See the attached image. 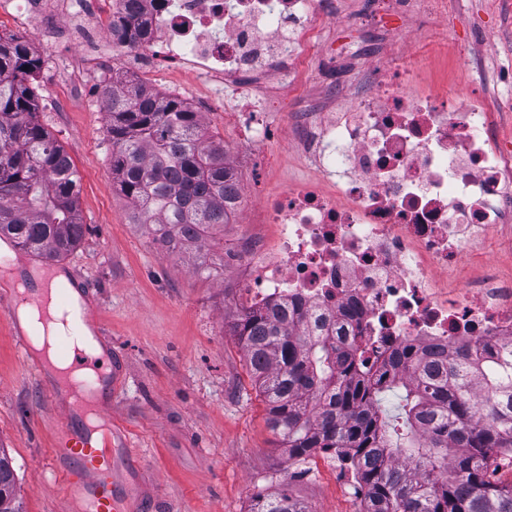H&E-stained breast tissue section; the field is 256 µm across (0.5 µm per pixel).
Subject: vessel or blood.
<instances>
[{
	"label": "vessel or blood",
	"mask_w": 512,
	"mask_h": 512,
	"mask_svg": "<svg viewBox=\"0 0 512 512\" xmlns=\"http://www.w3.org/2000/svg\"><path fill=\"white\" fill-rule=\"evenodd\" d=\"M35 267L27 256L19 262H0V280L5 283L0 290V312L6 313L10 336L61 415L53 461L67 477L63 512H142L151 487L131 467L112 462L117 427L112 422L111 397L87 408L66 389L69 378L77 373L85 374L89 387L96 391L116 383L115 373L103 371L98 357L75 343L76 337L90 335L102 352L111 353L100 306L89 298L74 299L67 289L54 287L48 280L22 293L8 287V280L31 274Z\"/></svg>",
	"instance_id": "obj_1"
}]
</instances>
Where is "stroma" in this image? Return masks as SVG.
I'll return each mask as SVG.
<instances>
[{
    "label": "stroma",
    "instance_id": "stroma-1",
    "mask_svg": "<svg viewBox=\"0 0 512 512\" xmlns=\"http://www.w3.org/2000/svg\"><path fill=\"white\" fill-rule=\"evenodd\" d=\"M334 17L315 19V47L305 83L279 93L269 120L292 122L298 112H327L325 87L335 75L344 101L353 100L375 63L419 71L424 86L465 84L499 111V133L512 141V0H402L385 26L368 25L376 0H332ZM0 33L26 37L42 66L37 74L38 122L73 159L78 206L87 231L67 257L66 271L89 284L100 304L122 382L112 417L127 445L117 462L136 460L153 485L143 512H249L256 494L280 488L310 512H359L352 487L314 460L294 462L266 426L267 406L246 354L230 325L249 303L234 266L203 272L191 260L167 256L148 231L131 220L132 206L112 177L105 85L131 74L132 57L114 54L111 66L88 60L83 47L49 38L0 0ZM162 94L178 91L199 105L208 133L228 156L245 158L244 202L256 209L265 196L298 179L318 178L293 141L249 142L235 119L241 96L200 73L155 69L137 75ZM512 278V229L496 230L483 253L468 257L463 273L487 266ZM57 411L47 407L0 316V448L13 459L26 512H62L65 480L51 448Z\"/></svg>",
    "mask_w": 512,
    "mask_h": 512
}]
</instances>
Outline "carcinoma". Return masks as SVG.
I'll return each mask as SVG.
<instances>
[{
    "instance_id": "carcinoma-1",
    "label": "carcinoma",
    "mask_w": 512,
    "mask_h": 512,
    "mask_svg": "<svg viewBox=\"0 0 512 512\" xmlns=\"http://www.w3.org/2000/svg\"><path fill=\"white\" fill-rule=\"evenodd\" d=\"M147 33L134 11L120 40ZM39 60L27 39L0 35V240L58 261L84 238L71 157L35 120ZM112 174L143 225L172 256L206 265L208 231L224 230V145L207 135L198 113L136 81L107 85ZM288 307L247 308L231 326L267 404V426L305 461L330 448L352 461L361 512H512V484L490 468L512 465V343L484 356L464 348L423 356L406 349L391 360L396 378L366 365L360 353L299 329ZM403 388L399 413L380 396ZM25 512L12 458L0 451V497ZM250 512H309L283 485L257 494Z\"/></svg>"
}]
</instances>
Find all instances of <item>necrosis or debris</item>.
<instances>
[{"label":"necrosis or debris","mask_w":512,"mask_h":512,"mask_svg":"<svg viewBox=\"0 0 512 512\" xmlns=\"http://www.w3.org/2000/svg\"><path fill=\"white\" fill-rule=\"evenodd\" d=\"M320 0H119L149 35L132 47L143 64L202 71L217 86L303 76ZM65 20L91 54H109L95 0H31ZM411 69L379 67L372 88L342 112L304 125L296 142L321 170L264 199L224 206L228 224L254 230L229 253L251 306H299L308 325L334 327L370 364L405 347L485 351L512 342V280L495 268L466 287L450 269L512 223V142L495 112L467 89L421 92Z\"/></svg>","instance_id":"necrosis-or-debris-1"}]
</instances>
